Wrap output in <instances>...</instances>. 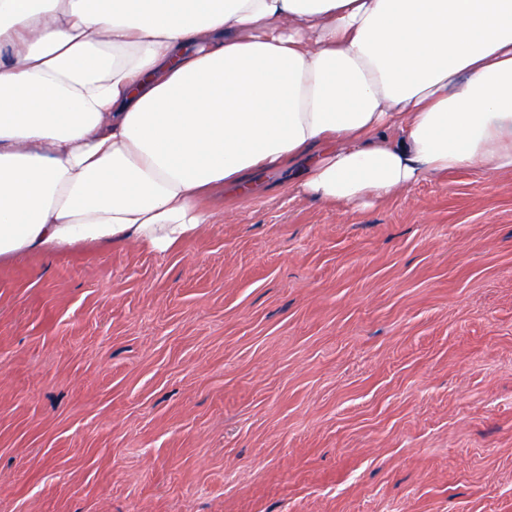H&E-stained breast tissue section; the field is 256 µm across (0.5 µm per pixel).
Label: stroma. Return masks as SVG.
I'll return each instance as SVG.
<instances>
[{"mask_svg":"<svg viewBox=\"0 0 512 512\" xmlns=\"http://www.w3.org/2000/svg\"><path fill=\"white\" fill-rule=\"evenodd\" d=\"M283 181L0 262V512H512V173Z\"/></svg>","mask_w":512,"mask_h":512,"instance_id":"1","label":"stroma"}]
</instances>
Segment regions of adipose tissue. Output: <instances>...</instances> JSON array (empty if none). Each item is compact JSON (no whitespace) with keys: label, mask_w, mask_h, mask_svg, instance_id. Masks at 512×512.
<instances>
[{"label":"adipose tissue","mask_w":512,"mask_h":512,"mask_svg":"<svg viewBox=\"0 0 512 512\" xmlns=\"http://www.w3.org/2000/svg\"><path fill=\"white\" fill-rule=\"evenodd\" d=\"M512 171V0H0V261L164 253L258 172L349 208Z\"/></svg>","instance_id":"obj_1"}]
</instances>
